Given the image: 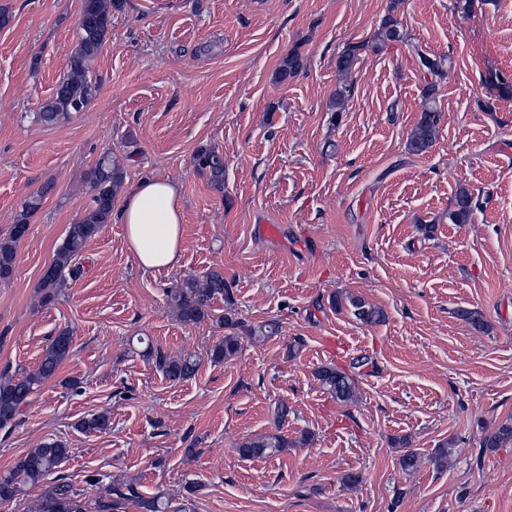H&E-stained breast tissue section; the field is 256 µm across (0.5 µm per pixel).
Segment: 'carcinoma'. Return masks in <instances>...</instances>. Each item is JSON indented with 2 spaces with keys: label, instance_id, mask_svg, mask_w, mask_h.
<instances>
[{
  "label": "carcinoma",
  "instance_id": "cac0c4a2",
  "mask_svg": "<svg viewBox=\"0 0 512 512\" xmlns=\"http://www.w3.org/2000/svg\"><path fill=\"white\" fill-rule=\"evenodd\" d=\"M121 0H82L78 24L77 44L69 59V73L56 85L49 101L36 113V121L42 125H55L68 119L74 112H84L96 97L98 85L90 77V65L102 50L112 27V10L121 8ZM405 38L399 23L393 17H386L374 35L371 48L381 50L389 43ZM360 46L348 48L336 60L338 71L348 73L356 64ZM424 74L443 79L451 68V61L443 56L436 57L421 50L416 51ZM304 68V59L296 52L288 54L275 72V80L286 83L295 78ZM436 84L428 82L424 96L430 100L421 112L407 142L410 153L419 155L426 152L438 131L441 112L433 106ZM351 93L348 85L339 87L329 106L331 119L345 111V103ZM193 164L196 171L208 177L210 182L224 186V154L211 146H203L195 152ZM87 182L92 193L91 202L82 218L68 226L63 243L56 258L43 273L38 283L41 302L50 304L57 300L63 284L62 273L79 255L87 242L94 238L109 223L115 197L123 183V171L112 160L110 154H103L87 173ZM51 190L45 185L28 197L15 223L0 236V281L11 279L17 257V245L24 240L29 224L27 216L40 208L42 198ZM477 201L466 188H460L448 209V220L453 224L471 221ZM230 294L224 280V273L211 269L200 277L191 276L174 284L167 290L168 303L184 324H198L211 317L212 303L217 298ZM348 303L353 315L363 323L381 321L383 313L370 306L363 299L353 295L336 296V307ZM224 337L210 349V359L216 363L229 360L241 349V322L222 317ZM72 354V334L68 329L60 330L45 348L40 363L33 371L0 372V430H7L16 424L22 409L30 404L32 394L57 373L60 364ZM148 356L155 367L171 382L178 383L195 376L199 362L191 356H171L160 350H149ZM314 376L320 386L341 403H347L356 395L355 377L335 364L316 368ZM512 446V420H506L488 432L482 440L484 448H508ZM288 448V437L272 434L241 442L237 448L244 459L274 456ZM70 449L58 440L45 441L17 459L12 468L0 474V502H9L23 495L28 488L38 486L41 495L36 512H124L127 501H133L141 512H171V503L158 494L150 498L141 496L129 485H107L105 494L95 503V510L81 497L66 476L59 474V468L68 459Z\"/></svg>",
  "mask_w": 512,
  "mask_h": 512
}]
</instances>
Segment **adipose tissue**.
Listing matches in <instances>:
<instances>
[{
	"instance_id": "1",
	"label": "adipose tissue",
	"mask_w": 512,
	"mask_h": 512,
	"mask_svg": "<svg viewBox=\"0 0 512 512\" xmlns=\"http://www.w3.org/2000/svg\"><path fill=\"white\" fill-rule=\"evenodd\" d=\"M114 219L124 225L127 243L140 267L159 270L177 265L183 215L174 181L151 177L140 180L125 195Z\"/></svg>"
}]
</instances>
